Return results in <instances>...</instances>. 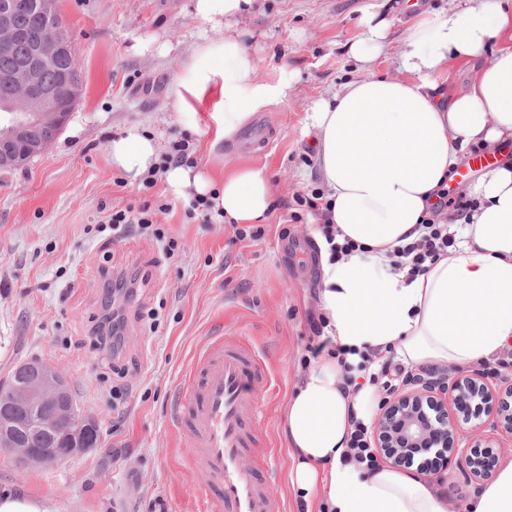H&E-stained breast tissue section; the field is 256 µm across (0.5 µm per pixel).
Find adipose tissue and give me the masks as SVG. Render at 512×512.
<instances>
[{
	"label": "adipose tissue",
	"mask_w": 512,
	"mask_h": 512,
	"mask_svg": "<svg viewBox=\"0 0 512 512\" xmlns=\"http://www.w3.org/2000/svg\"><path fill=\"white\" fill-rule=\"evenodd\" d=\"M253 0H195L197 16L219 37L199 45L184 67L181 87L198 98L218 89L211 118L232 137L254 111L279 103L284 83L259 80L236 31ZM351 47L365 69L312 106L313 134L330 209L320 224L338 230L337 242L355 249L332 259L320 246L319 304L334 343L348 363L394 351L410 366L468 367L491 361L512 345V164L501 163L469 189L467 223L449 225L455 244L408 279L393 267L395 251L416 240L418 223L463 154L512 140V0H448L410 28L398 56L399 74L375 76L371 67L388 24L366 13ZM491 50L467 89L447 97L450 65ZM112 165L137 182L159 161L156 141L140 127L109 144ZM178 193L207 199L237 224H261L272 206L263 170L241 167L223 179L194 166L170 168ZM376 388L344 389L336 359L320 355L295 382L284 412L291 491L306 512H448L439 482L387 463L373 470L349 461L352 419L372 422ZM464 512H512V461L470 501Z\"/></svg>",
	"instance_id": "adipose-tissue-1"
}]
</instances>
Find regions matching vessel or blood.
Instances as JSON below:
<instances>
[{
    "label": "vessel or blood",
    "instance_id": "1",
    "mask_svg": "<svg viewBox=\"0 0 512 512\" xmlns=\"http://www.w3.org/2000/svg\"><path fill=\"white\" fill-rule=\"evenodd\" d=\"M268 379L251 344L219 336L202 347L179 385L177 427L203 467L197 491L204 512H283L265 473L241 464L264 430L254 387Z\"/></svg>",
    "mask_w": 512,
    "mask_h": 512
}]
</instances>
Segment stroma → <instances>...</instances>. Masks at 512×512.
Wrapping results in <instances>:
<instances>
[{
  "mask_svg": "<svg viewBox=\"0 0 512 512\" xmlns=\"http://www.w3.org/2000/svg\"><path fill=\"white\" fill-rule=\"evenodd\" d=\"M370 5L389 24L373 70L394 77L407 30L448 0H255L238 28L259 78L284 79L289 88L282 102L260 110L274 121V137L248 153L240 137L219 136L209 117L217 90L194 101L193 112L178 104L187 60L213 35L194 0H58L82 92L44 154L0 172V382L20 362L40 358L66 374L81 411L98 418L100 437L96 449L47 468L0 453V493L47 499L57 512H196L200 465L176 427L174 393L210 337L237 336L271 374L259 388L265 451L244 464L272 470L271 493L286 512H298L288 489L283 408L302 372L308 318L320 312L321 271L318 249L304 264L285 255L281 241L286 233L310 236L313 214L297 199L322 182L306 118L316 100L357 75L349 49ZM131 125L162 152L189 137L194 162L214 176L244 165L264 170L274 203L263 240L238 239L225 223L184 221L187 198L164 181L154 192L174 208L156 221L179 245L174 258L137 232L100 230L104 210L144 200L109 159L110 140ZM117 272L139 273L144 283L124 311V343L110 366L88 335L106 276ZM149 311L158 315L154 333L139 318ZM439 479L448 512H462L483 487L458 463Z\"/></svg>",
  "mask_w": 512,
  "mask_h": 512,
  "instance_id": "obj_1",
  "label": "stroma"
}]
</instances>
